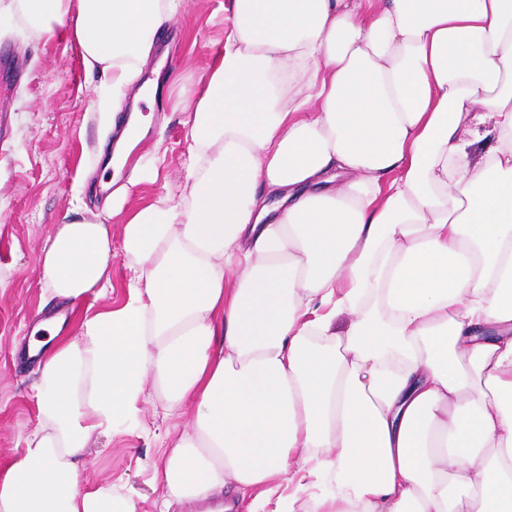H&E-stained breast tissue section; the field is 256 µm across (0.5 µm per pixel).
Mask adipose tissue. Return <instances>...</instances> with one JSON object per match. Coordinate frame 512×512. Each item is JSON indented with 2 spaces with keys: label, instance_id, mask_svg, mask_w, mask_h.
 Instances as JSON below:
<instances>
[{
  "label": "adipose tissue",
  "instance_id": "obj_1",
  "mask_svg": "<svg viewBox=\"0 0 512 512\" xmlns=\"http://www.w3.org/2000/svg\"><path fill=\"white\" fill-rule=\"evenodd\" d=\"M181 0H0L120 101ZM184 191L58 225L28 357L38 426L0 512H137L81 486L147 387L182 432L160 512L254 493L314 512H512V0H231ZM494 143L480 158L481 135ZM59 345L45 351L46 338Z\"/></svg>",
  "mask_w": 512,
  "mask_h": 512
}]
</instances>
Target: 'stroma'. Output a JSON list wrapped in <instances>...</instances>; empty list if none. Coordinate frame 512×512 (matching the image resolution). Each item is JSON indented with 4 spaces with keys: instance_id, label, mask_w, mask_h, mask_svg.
Here are the masks:
<instances>
[{
    "instance_id": "35a3bbf8",
    "label": "stroma",
    "mask_w": 512,
    "mask_h": 512,
    "mask_svg": "<svg viewBox=\"0 0 512 512\" xmlns=\"http://www.w3.org/2000/svg\"><path fill=\"white\" fill-rule=\"evenodd\" d=\"M230 0H182L158 37L143 73L159 74L162 108L119 174L105 171L99 114L112 89L85 69L73 42L40 36L20 17L0 20V463L16 457L38 425L34 368L19 353L43 303L37 263L55 225L98 217L121 225L139 207L182 193L191 159L187 121L224 51ZM160 396L148 391L141 425L100 440L82 472L87 485L110 482L137 512H157L153 464L190 416L161 421Z\"/></svg>"
}]
</instances>
